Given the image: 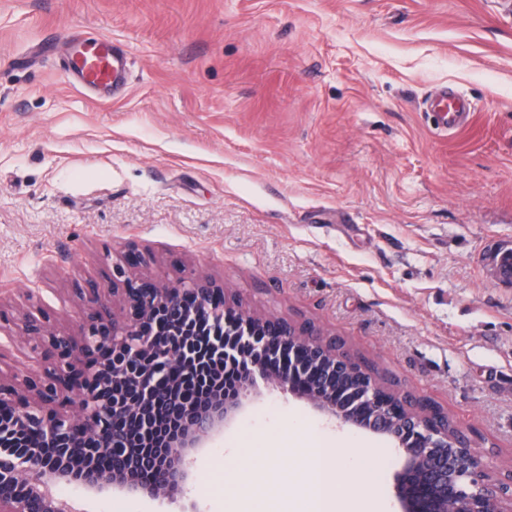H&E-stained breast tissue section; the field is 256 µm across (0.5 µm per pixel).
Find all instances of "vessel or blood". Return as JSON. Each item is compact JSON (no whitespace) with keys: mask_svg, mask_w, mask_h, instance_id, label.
Wrapping results in <instances>:
<instances>
[{"mask_svg":"<svg viewBox=\"0 0 512 512\" xmlns=\"http://www.w3.org/2000/svg\"><path fill=\"white\" fill-rule=\"evenodd\" d=\"M126 69L127 55L111 38L100 37L90 44L74 43L69 47L68 71L82 86L112 91L119 73ZM429 107L437 112L441 124L449 129L462 127L469 117L465 101L444 90L431 99Z\"/></svg>","mask_w":512,"mask_h":512,"instance_id":"vessel-or-blood-1","label":"vessel or blood"}]
</instances>
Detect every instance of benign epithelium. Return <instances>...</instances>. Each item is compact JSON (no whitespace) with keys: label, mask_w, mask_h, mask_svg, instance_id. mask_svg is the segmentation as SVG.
Returning a JSON list of instances; mask_svg holds the SVG:
<instances>
[{"label":"benign epithelium","mask_w":512,"mask_h":512,"mask_svg":"<svg viewBox=\"0 0 512 512\" xmlns=\"http://www.w3.org/2000/svg\"><path fill=\"white\" fill-rule=\"evenodd\" d=\"M73 293L83 301L78 335L55 334L31 312L20 320L31 353L56 356L47 382L25 395L0 376V443L28 438L23 453L0 454V512H80L56 497L61 483L93 494L172 500L190 477L192 450L224 431L263 386L304 399L343 426L390 439L403 455L396 474L401 512H512L511 471L492 478L463 433L448 439L439 408L408 393L386 397L342 342L309 321L247 314L209 277L184 274L162 284L135 248L112 265L107 289L122 316L102 302L94 281L76 283ZM163 316L181 319L186 336L209 326L217 335L213 349L225 337L242 349L245 382L237 394L216 386L174 402L168 388L184 380L190 342H164ZM340 369L362 371L369 384L346 391L325 380ZM396 428L420 434L419 444L404 445ZM441 440L453 442V454L435 452ZM113 448L125 449V462L101 465ZM459 477L474 488L467 497Z\"/></svg>","instance_id":"obj_1"}]
</instances>
